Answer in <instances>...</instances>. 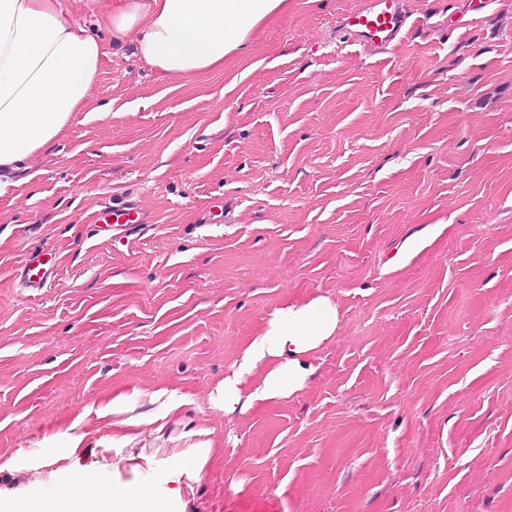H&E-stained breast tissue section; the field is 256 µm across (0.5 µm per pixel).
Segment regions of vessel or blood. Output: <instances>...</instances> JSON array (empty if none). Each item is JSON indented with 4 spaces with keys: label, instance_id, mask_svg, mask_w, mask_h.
Wrapping results in <instances>:
<instances>
[{
    "label": "vessel or blood",
    "instance_id": "1",
    "mask_svg": "<svg viewBox=\"0 0 512 512\" xmlns=\"http://www.w3.org/2000/svg\"><path fill=\"white\" fill-rule=\"evenodd\" d=\"M418 25L409 0H363L360 8L344 15L340 28L366 56L384 59L393 55Z\"/></svg>",
    "mask_w": 512,
    "mask_h": 512
}]
</instances>
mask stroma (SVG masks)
Returning <instances> with one entry per match:
<instances>
[{"instance_id":"1","label":"stroma","mask_w":512,"mask_h":512,"mask_svg":"<svg viewBox=\"0 0 512 512\" xmlns=\"http://www.w3.org/2000/svg\"><path fill=\"white\" fill-rule=\"evenodd\" d=\"M468 2L410 0L429 22L379 62L338 31L362 0H288L183 82L60 0L105 57L0 197V505L91 473L155 512H512V0L453 29ZM119 202L140 222L102 223ZM44 249L55 275L22 287ZM318 295L339 327L305 386L212 408L270 314Z\"/></svg>"}]
</instances>
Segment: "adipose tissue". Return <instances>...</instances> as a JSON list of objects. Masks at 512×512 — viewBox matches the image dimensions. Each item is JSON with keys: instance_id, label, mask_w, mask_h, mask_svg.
Listing matches in <instances>:
<instances>
[{"instance_id": "obj_1", "label": "adipose tissue", "mask_w": 512, "mask_h": 512, "mask_svg": "<svg viewBox=\"0 0 512 512\" xmlns=\"http://www.w3.org/2000/svg\"><path fill=\"white\" fill-rule=\"evenodd\" d=\"M112 36L132 38L136 56L162 76L191 80L223 69L254 28L288 0H95ZM98 38L74 24L59 0H0V195L24 161L54 143L90 103L102 73ZM339 316L324 296L287 301L241 349L213 398L224 414L244 413L301 390ZM84 475L57 487L42 512H142L152 497Z\"/></svg>"}]
</instances>
